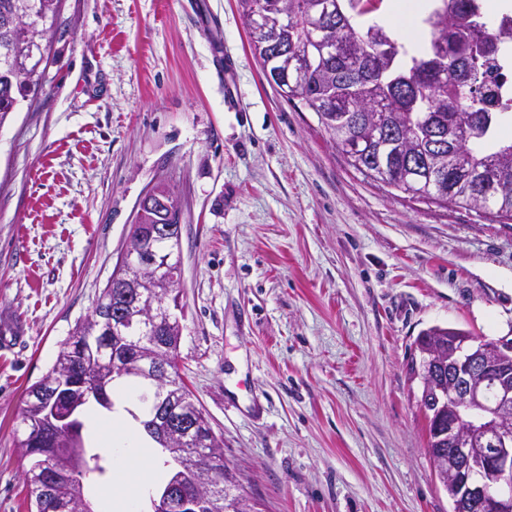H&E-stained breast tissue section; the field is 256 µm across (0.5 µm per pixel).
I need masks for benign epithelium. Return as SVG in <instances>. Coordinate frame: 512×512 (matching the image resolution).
<instances>
[{"instance_id":"benign-epithelium-1","label":"benign epithelium","mask_w":512,"mask_h":512,"mask_svg":"<svg viewBox=\"0 0 512 512\" xmlns=\"http://www.w3.org/2000/svg\"><path fill=\"white\" fill-rule=\"evenodd\" d=\"M141 204L162 212L179 207L173 191L163 181L146 191ZM137 227V235L128 238L112 275V280L129 288L126 303L115 312L98 317L85 332L80 349L83 355L93 358L111 349L113 377L138 378L155 386L154 410L162 420L152 427V432L164 447H175L192 436L207 447L218 448L219 440L212 427H200L195 422L194 402L168 392L174 378L172 354L178 351L181 336V325L174 314L179 307L174 301L178 285L177 278L160 275L167 269L168 259L155 253L151 244L158 239L176 242L180 224L139 223ZM150 321L169 336L168 344L159 348L125 344L124 332ZM438 365H442V358L430 354L422 375L434 396V407L442 408L446 400L452 404L447 434L457 452L448 476L464 487L463 497L455 503L456 512H468L471 507L484 512H512V497L504 492L512 485V339L480 343L467 332L450 328L446 392L435 386ZM489 382L497 392L493 404L487 403L484 396ZM35 394L57 401L59 411L47 430L54 441L68 450L81 447L79 405L89 398L110 405L107 387L91 390L82 379L67 384L48 379L36 388ZM477 468L488 471V480L470 481V472ZM75 478L74 472L42 468L37 481L43 487L44 498L55 500L58 491ZM247 503L249 499L244 496L227 507L228 501L211 495L209 487L188 482L186 464L182 463L167 488L152 497L151 512H200L204 505L234 512Z\"/></svg>"}]
</instances>
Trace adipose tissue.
<instances>
[{
    "label": "adipose tissue",
    "mask_w": 512,
    "mask_h": 512,
    "mask_svg": "<svg viewBox=\"0 0 512 512\" xmlns=\"http://www.w3.org/2000/svg\"><path fill=\"white\" fill-rule=\"evenodd\" d=\"M137 397L132 387L118 385L111 416L93 420L99 445L107 451L112 469V480L101 492L108 512H142L154 484L165 471L139 427L129 418L128 410Z\"/></svg>",
    "instance_id": "obj_1"
}]
</instances>
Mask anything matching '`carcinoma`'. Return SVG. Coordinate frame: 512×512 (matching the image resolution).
<instances>
[{
    "instance_id": "carcinoma-1",
    "label": "carcinoma",
    "mask_w": 512,
    "mask_h": 512,
    "mask_svg": "<svg viewBox=\"0 0 512 512\" xmlns=\"http://www.w3.org/2000/svg\"><path fill=\"white\" fill-rule=\"evenodd\" d=\"M339 19L318 27L321 0H238L247 22L250 46L260 59L269 84L287 101L294 100L316 114L329 143L362 175L393 187L412 199L462 207L501 220H512V141L488 145L494 129L512 113V99L500 101L489 85L496 71L512 70V10L503 12L497 25L483 20L482 0H437L424 18L431 39L423 52L397 45L392 56L375 47L395 41L381 22L365 16L377 11L382 0H337ZM288 6L293 21L277 36L280 45L296 55L293 66L269 63L274 47L253 26L260 4ZM59 0H0V120L14 110V92L32 82L35 31L27 20L56 16ZM458 113L482 115L478 136L468 139L462 122L448 117V103ZM484 168L494 178L490 188L467 177ZM85 322L76 324L61 344L56 361L45 377L69 380L84 373L75 359L77 334ZM111 353L87 374L96 385L106 379ZM47 416L46 405H25L22 428ZM21 456L64 469L73 458L51 442L34 446L27 439L16 441ZM452 449L448 444L432 449L430 456L440 483L451 501L459 491L448 483L441 462ZM78 481L61 492L73 504L69 512L91 507L86 492L102 482L107 468L98 453L80 450ZM208 483L224 491L231 481L226 463L206 476Z\"/></svg>"
}]
</instances>
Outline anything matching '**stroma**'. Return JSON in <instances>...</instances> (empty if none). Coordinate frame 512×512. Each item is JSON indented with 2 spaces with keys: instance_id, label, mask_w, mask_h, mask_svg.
Segmentation results:
<instances>
[{
  "instance_id": "35a3bbf8",
  "label": "stroma",
  "mask_w": 512,
  "mask_h": 512,
  "mask_svg": "<svg viewBox=\"0 0 512 512\" xmlns=\"http://www.w3.org/2000/svg\"><path fill=\"white\" fill-rule=\"evenodd\" d=\"M0 120V512H33L26 390L137 206L182 210L178 373L259 512H452L406 364L422 330L512 337V221L355 171L270 85L237 0H61Z\"/></svg>"
}]
</instances>
